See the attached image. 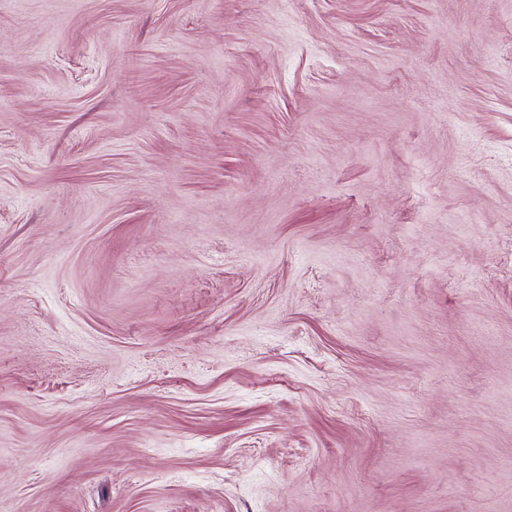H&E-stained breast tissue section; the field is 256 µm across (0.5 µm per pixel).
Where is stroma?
Segmentation results:
<instances>
[{"label": "stroma", "instance_id": "obj_1", "mask_svg": "<svg viewBox=\"0 0 512 512\" xmlns=\"http://www.w3.org/2000/svg\"><path fill=\"white\" fill-rule=\"evenodd\" d=\"M0 512H512V0H0Z\"/></svg>", "mask_w": 512, "mask_h": 512}]
</instances>
